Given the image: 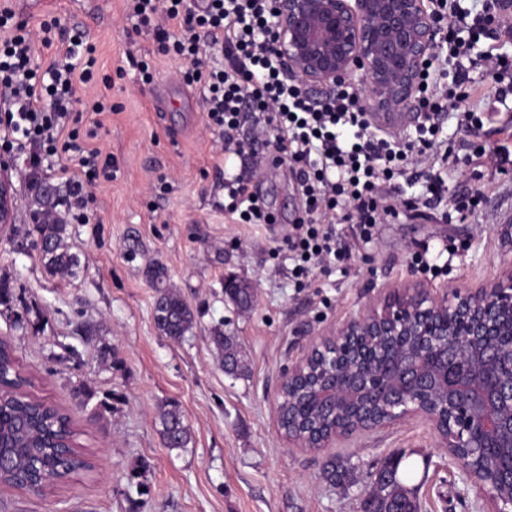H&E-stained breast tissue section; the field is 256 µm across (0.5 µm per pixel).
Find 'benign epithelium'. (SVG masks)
<instances>
[{"label": "benign epithelium", "mask_w": 512, "mask_h": 512, "mask_svg": "<svg viewBox=\"0 0 512 512\" xmlns=\"http://www.w3.org/2000/svg\"><path fill=\"white\" fill-rule=\"evenodd\" d=\"M432 2L274 0V53L302 84H359L366 111L398 117L412 111L426 66L441 55ZM15 169L1 152L0 224L15 221ZM317 361L327 373L319 387L300 389L296 412L306 414L314 393L332 398L328 420L349 410L359 422L309 443L287 434L280 414L285 389L309 380ZM415 417L429 421L457 459L495 461L487 481L466 471L467 489L487 512H512L511 266L489 283L450 292L405 282L312 340L282 377L274 426L290 448H327Z\"/></svg>", "instance_id": "1"}]
</instances>
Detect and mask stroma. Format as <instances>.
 Wrapping results in <instances>:
<instances>
[{
  "mask_svg": "<svg viewBox=\"0 0 512 512\" xmlns=\"http://www.w3.org/2000/svg\"><path fill=\"white\" fill-rule=\"evenodd\" d=\"M125 5L55 0L42 12L30 0H0L29 28L55 19L94 46V77L79 94L106 110L83 114L79 127L97 129L91 146L116 163L111 179L91 187L98 222L68 224L67 243L82 267L75 278L49 273L27 246L31 194L20 175L12 177L18 206L14 223L0 226V277L16 300L0 312V339L31 377L30 394L70 415L93 468L40 495L0 483V512H363L380 467L394 456L417 485L423 512H484L464 491L461 463L439 447L425 419L310 449L288 447L273 414L282 369L382 289L416 276L410 253L420 245L434 253L448 239L457 246L442 275L416 276L433 292L491 281L512 265V99H475L480 136L469 135L456 109L438 133L458 158L441 173L446 203L478 190L484 199L476 213L450 219L446 203L404 208L377 225L366 245L355 225H337L350 259L298 288L287 252L274 250L303 211L295 179L262 153L215 151L202 83L186 78L183 60L161 54L152 33L135 30ZM135 58L153 66V85L167 86L162 107L153 105ZM242 173L252 176L274 223L241 224L225 213L224 181ZM153 265L164 267L162 285L178 289L197 315L182 342L155 328L157 286L146 275ZM228 275L255 288L249 312L238 314L225 300ZM22 312L29 320L20 325ZM222 325L237 339L245 377L224 373L211 342ZM83 388L94 400H82ZM101 400L110 410L98 408ZM167 403L178 405L190 427L188 447L162 443L157 415ZM331 457L352 468L350 485L323 479Z\"/></svg>",
  "mask_w": 512,
  "mask_h": 512,
  "instance_id": "1",
  "label": "stroma"
}]
</instances>
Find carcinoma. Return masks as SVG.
Instances as JSON below:
<instances>
[{"instance_id":"cac0c4a2","label":"carcinoma","mask_w":512,"mask_h":512,"mask_svg":"<svg viewBox=\"0 0 512 512\" xmlns=\"http://www.w3.org/2000/svg\"><path fill=\"white\" fill-rule=\"evenodd\" d=\"M66 225L57 219L52 223L34 224L28 231L30 244L38 251L44 266L54 272L71 276L78 274L80 261L65 243ZM154 323L160 335L173 341L183 340L196 327L195 312L182 296L171 289H157ZM237 311L248 309L254 301V289L238 288L228 296ZM212 343L220 352L224 372L238 377L243 368L234 337L217 327L212 331ZM28 379L22 374L10 346L0 345V480L20 487L46 471L59 478L88 468L68 441L74 433L71 418L64 412L33 398L26 391ZM289 429L299 435L315 431L324 418L317 409L301 419L283 408ZM159 430L164 447L185 448L191 441V431L183 415L173 404L160 408ZM402 458L388 460L378 472V478L368 494L365 512H421L415 487L400 476ZM323 478L333 484H345L349 468L334 459L326 462Z\"/></svg>"}]
</instances>
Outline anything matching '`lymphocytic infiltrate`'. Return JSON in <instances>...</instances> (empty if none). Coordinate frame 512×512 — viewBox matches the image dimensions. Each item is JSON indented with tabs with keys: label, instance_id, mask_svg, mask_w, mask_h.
<instances>
[{
	"label": "lymphocytic infiltrate",
	"instance_id": "1",
	"mask_svg": "<svg viewBox=\"0 0 512 512\" xmlns=\"http://www.w3.org/2000/svg\"><path fill=\"white\" fill-rule=\"evenodd\" d=\"M137 28L152 31L161 53H174L190 65L189 74L207 91V127L217 148L239 145V131L252 121L272 164L287 165L306 198L286 238L296 287L310 283L313 269L328 270L337 256L336 227L356 224L369 242L375 225L399 214L405 201L400 181L425 179V206L443 201L435 166L448 164L451 150L436 140L446 111L471 97L505 102L512 97V58L477 48L491 26H503L504 0H483L478 12L460 0H437L448 44L451 82L427 81L418 94L417 140L404 142L373 127L364 110L362 86L342 85L325 97H312L289 77L272 51L275 18L272 0H127ZM0 150L21 160L27 185L39 190L50 176L65 178L64 204L71 218L89 223V186L97 176L111 177V160L88 148L77 124L81 112H101L102 101L84 102L78 87L90 83L96 63L91 44L71 38L60 60L47 68L35 61L37 47H51V27L39 30L0 10ZM490 65V80L472 81L464 61ZM229 213L247 224H270L274 217L259 204L248 179L225 182Z\"/></svg>",
	"mask_w": 512,
	"mask_h": 512
}]
</instances>
